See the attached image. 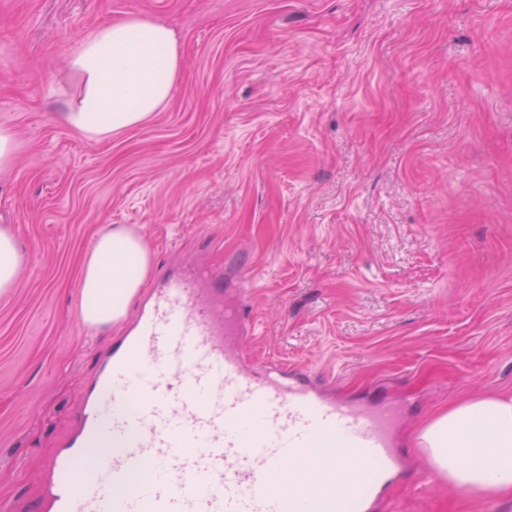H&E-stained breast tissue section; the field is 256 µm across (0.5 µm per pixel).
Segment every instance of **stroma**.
Wrapping results in <instances>:
<instances>
[{"label": "stroma", "mask_w": 512, "mask_h": 512, "mask_svg": "<svg viewBox=\"0 0 512 512\" xmlns=\"http://www.w3.org/2000/svg\"><path fill=\"white\" fill-rule=\"evenodd\" d=\"M171 24L170 101L98 143L54 123L62 64L97 26ZM0 225L23 262L0 294V512H51L48 459L125 331L78 312L108 224L151 273L254 272L256 370L404 411L408 469L369 512H512L448 489L414 446L458 401L512 396V0H0Z\"/></svg>", "instance_id": "35a3bbf8"}]
</instances>
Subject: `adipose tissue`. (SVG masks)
<instances>
[{"label":"adipose tissue","mask_w":512,"mask_h":512,"mask_svg":"<svg viewBox=\"0 0 512 512\" xmlns=\"http://www.w3.org/2000/svg\"><path fill=\"white\" fill-rule=\"evenodd\" d=\"M64 65L81 79L78 99L56 121L88 141L137 127L169 101L181 68L175 31L146 15L93 30ZM151 270L138 233L110 224L92 240L80 270L79 311L95 329L120 324ZM431 470L449 489L481 497L512 490V397L479 396L450 406L416 437Z\"/></svg>","instance_id":"adipose-tissue-1"}]
</instances>
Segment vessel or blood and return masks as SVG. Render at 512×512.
<instances>
[{"label": "vessel or blood", "instance_id": "1", "mask_svg": "<svg viewBox=\"0 0 512 512\" xmlns=\"http://www.w3.org/2000/svg\"><path fill=\"white\" fill-rule=\"evenodd\" d=\"M254 283L242 271L228 306L207 266L161 281L48 464L57 512H362L405 471L393 406L328 398L278 369L257 375L227 347ZM294 462L307 476H287Z\"/></svg>", "mask_w": 512, "mask_h": 512}]
</instances>
